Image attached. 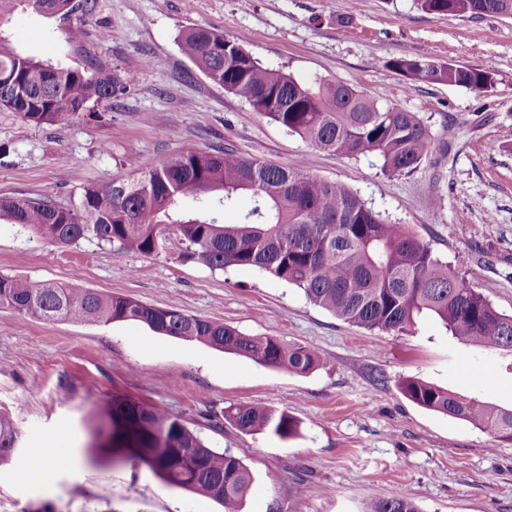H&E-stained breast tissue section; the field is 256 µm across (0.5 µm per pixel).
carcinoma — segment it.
<instances>
[{"mask_svg":"<svg viewBox=\"0 0 512 512\" xmlns=\"http://www.w3.org/2000/svg\"><path fill=\"white\" fill-rule=\"evenodd\" d=\"M427 13L512 17V0H418ZM23 6L42 16L68 18L73 0H0V22ZM180 49L224 91L278 123L307 145L347 158L373 155L389 175L418 169L431 147L428 126L416 112L381 104L354 84L302 83L267 68L236 42L206 28H191ZM385 67L410 84H448L479 94L495 80L487 69L403 53ZM132 82L128 74L90 62L49 64L0 41V107L35 126L81 120L89 104L107 101ZM206 197L201 209L183 200ZM250 198L238 222L225 211ZM34 239L70 246L95 240L116 254L158 255L175 248L184 260L213 270L258 268L301 289L318 307L367 330L406 333L423 318L439 322L464 345L512 353V315L499 312L470 288L428 242L380 213L346 185L318 178L300 163L278 165L231 148H187L142 168L120 184L82 187L67 206L44 197H0V222ZM0 308L45 321L141 323L152 331L243 356L271 368L306 374L319 354L271 336H248L220 322L159 308L121 295L100 294L78 283L32 282L0 275ZM402 393L418 406L464 420L496 439L512 442V409L461 397L418 379H404ZM129 460L147 466L168 485L242 512L253 475L228 450L207 446L180 419L144 403L114 396L101 410ZM224 417L245 433L281 439L298 431L288 412L262 404L231 406ZM20 433L0 415V467L12 462ZM366 512H417L399 491L368 502Z\"/></svg>","mask_w":512,"mask_h":512,"instance_id":"cac0c4a2","label":"carcinoma"}]
</instances>
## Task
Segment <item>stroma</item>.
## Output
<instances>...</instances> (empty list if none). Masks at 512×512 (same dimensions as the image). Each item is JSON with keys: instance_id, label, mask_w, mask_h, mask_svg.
Returning <instances> with one entry per match:
<instances>
[{"instance_id": "obj_1", "label": "stroma", "mask_w": 512, "mask_h": 512, "mask_svg": "<svg viewBox=\"0 0 512 512\" xmlns=\"http://www.w3.org/2000/svg\"><path fill=\"white\" fill-rule=\"evenodd\" d=\"M71 40L69 20L17 10L0 38L52 64L87 62L133 74L126 91L68 126H34L0 109V197L76 200L183 149L233 147L277 164L304 158L389 222L429 242L469 285L512 315V18L430 14L415 0H93ZM234 40L264 66L304 82L340 80L419 113L431 150L412 174L308 147L213 84L181 51L183 30ZM492 70L479 95L448 84L409 85L385 63L401 53ZM442 202H435V194ZM77 282L224 323L249 336L302 344L324 360L306 374L268 368L133 322H48L0 308V412L21 434L0 467V512H223L172 488L146 466L113 463L92 447L89 423L120 396L181 419L229 450L254 480L243 512H364L407 491L418 512H512V442L426 410L401 391L420 379L512 409V357L465 346L439 323L369 331L311 303L256 268L213 270L176 250L113 254L83 241H29L0 224V275ZM288 411L298 433L241 432L237 404ZM58 439L69 462L51 485L22 482L34 449Z\"/></svg>"}]
</instances>
